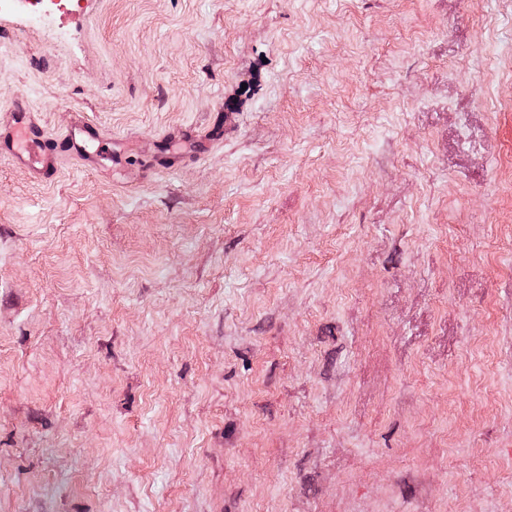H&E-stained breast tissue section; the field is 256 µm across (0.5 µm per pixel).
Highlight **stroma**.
Instances as JSON below:
<instances>
[{
  "instance_id": "35a3bbf8",
  "label": "stroma",
  "mask_w": 512,
  "mask_h": 512,
  "mask_svg": "<svg viewBox=\"0 0 512 512\" xmlns=\"http://www.w3.org/2000/svg\"><path fill=\"white\" fill-rule=\"evenodd\" d=\"M35 2L0 512H512V0Z\"/></svg>"
}]
</instances>
